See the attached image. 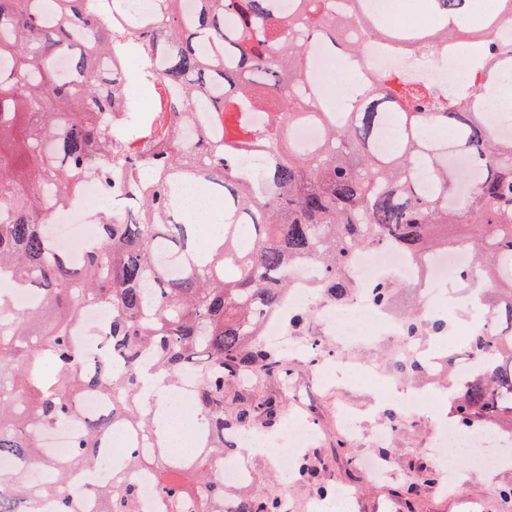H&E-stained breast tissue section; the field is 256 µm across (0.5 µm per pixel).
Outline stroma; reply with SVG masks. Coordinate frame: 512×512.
Wrapping results in <instances>:
<instances>
[{"mask_svg": "<svg viewBox=\"0 0 512 512\" xmlns=\"http://www.w3.org/2000/svg\"><path fill=\"white\" fill-rule=\"evenodd\" d=\"M462 303L458 296L448 305V334L423 339L424 346L454 370L460 367L461 353L450 347L452 331L474 323ZM336 357L372 365L382 372L385 384L319 386L314 377L315 361ZM284 361L289 386L271 378L261 382L256 392L279 399L285 412L297 411L312 420L317 437L303 455L320 468L327 482L349 491V512H406L410 504L415 512H512V499L502 495L504 488L512 487V464L486 473L473 468L468 459H461L462 477L450 494L423 480L422 466L436 464L431 450L438 440V428L456 422L448 411V398L457 389V382L444 381L429 370L412 378L395 376L387 351L372 339L350 347L321 339L314 356L289 354ZM396 388L419 392L428 398V407L416 414L404 411L391 396ZM345 409L353 411L363 425L358 438L346 436L340 425L339 414ZM389 411L398 413L399 424L387 440L381 441L374 432L385 424ZM369 456L384 460L389 469L385 478L375 480L365 474L361 462ZM246 459L251 477L237 485V492L256 496L280 493L290 502L288 512H311L317 495L297 472H283L275 459L256 450Z\"/></svg>", "mask_w": 512, "mask_h": 512, "instance_id": "1", "label": "stroma"}]
</instances>
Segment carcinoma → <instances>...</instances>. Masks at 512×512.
I'll return each instance as SVG.
<instances>
[{
    "mask_svg": "<svg viewBox=\"0 0 512 512\" xmlns=\"http://www.w3.org/2000/svg\"><path fill=\"white\" fill-rule=\"evenodd\" d=\"M123 0H0V282L35 286L42 302L18 311L0 288V453L12 472L0 475V512H41L45 499L70 512L69 474L98 463L110 432L129 427L139 442L125 452L112 485L89 489L99 512H139L132 473H152L161 512H284L277 493H224L220 471L235 451L230 438L261 422L280 423L271 399L243 393L255 381L285 374L281 352L256 342L268 315L286 297L289 270L313 265L320 288L335 302L349 299L354 253L387 245L421 256L450 244L440 229L465 224L474 266L497 290L480 310L469 345L477 365L451 401L459 425L502 431L512 422V137L496 132L482 95L493 64L512 67V48L493 38L512 0L475 19L468 0H424L435 29H404L351 0L344 13L331 0H154L156 10L128 20ZM236 18L228 29L224 19ZM355 65H366V43L402 48L450 45L462 38L488 41L472 67V82L441 88L422 74L371 75L349 88L342 110L331 109L323 87L305 74L317 35ZM133 49L153 61L150 85L161 96L162 118L149 128L123 109L122 133L113 130L123 84L116 65ZM267 110L254 129L246 115ZM398 114L392 150L376 149L383 111ZM194 123L189 145L183 129ZM322 127L321 140L302 144L292 128ZM482 169L464 195L462 175L448 170V149ZM259 156L262 195L237 167L244 153ZM94 179L140 197L127 213L96 211L99 238L80 261L59 248L51 224L81 201ZM219 186L224 233L196 247L197 225L181 215L186 183ZM390 282L372 288L386 306ZM110 314L104 333L110 357L97 370L83 367L85 350L74 329L84 308ZM55 320L40 327L48 311ZM411 335L440 336L439 317L405 320ZM197 371L195 413L204 425L196 456H170L164 434L142 405L148 382L172 389L180 372ZM104 394L111 406L82 415V399ZM78 426L69 456L43 455L55 426ZM53 473L46 485L28 482L27 468ZM297 472L322 494L316 469L302 459Z\"/></svg>",
    "mask_w": 512,
    "mask_h": 512,
    "instance_id": "carcinoma-1",
    "label": "carcinoma"
}]
</instances>
